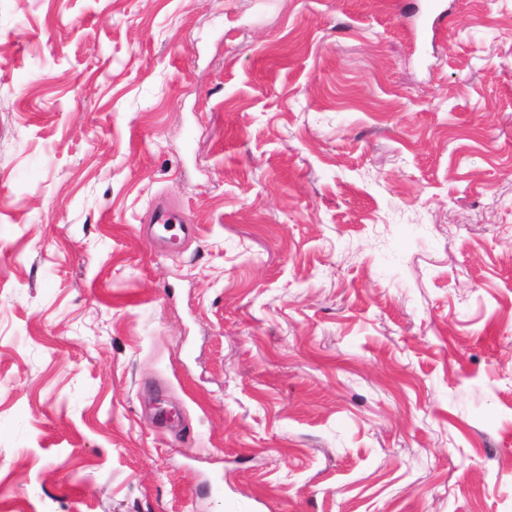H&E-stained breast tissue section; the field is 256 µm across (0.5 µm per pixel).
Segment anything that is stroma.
<instances>
[{
  "instance_id": "obj_1",
  "label": "stroma",
  "mask_w": 512,
  "mask_h": 512,
  "mask_svg": "<svg viewBox=\"0 0 512 512\" xmlns=\"http://www.w3.org/2000/svg\"><path fill=\"white\" fill-rule=\"evenodd\" d=\"M401 2L0 0V512H512V0ZM150 224H161V226L167 230L172 227L173 224H179V226L186 230L188 235L195 234V227L193 224H183L182 217L179 212L169 206L157 205L154 207L151 217Z\"/></svg>"
}]
</instances>
